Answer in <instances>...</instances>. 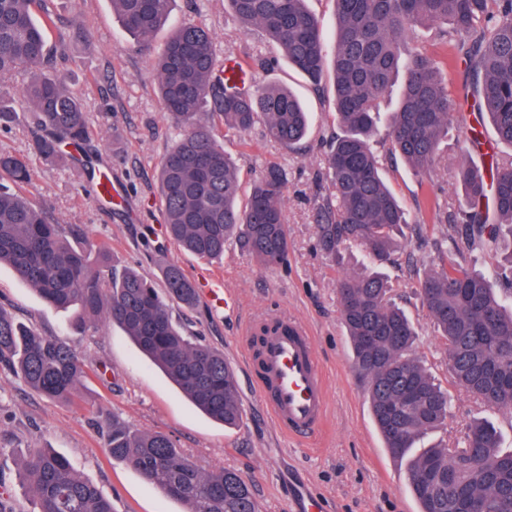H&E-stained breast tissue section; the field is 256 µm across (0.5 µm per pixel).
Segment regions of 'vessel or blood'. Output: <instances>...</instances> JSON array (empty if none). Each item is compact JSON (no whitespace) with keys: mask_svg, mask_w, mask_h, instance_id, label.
Segmentation results:
<instances>
[{"mask_svg":"<svg viewBox=\"0 0 512 512\" xmlns=\"http://www.w3.org/2000/svg\"><path fill=\"white\" fill-rule=\"evenodd\" d=\"M198 291L213 310L236 305L221 278L211 277ZM265 322L262 316L252 318L241 339L255 376L259 404L289 439L309 441L322 430L328 405L324 374L312 339L305 326L282 314L276 318L277 331L265 335L262 342H254L253 332Z\"/></svg>","mask_w":512,"mask_h":512,"instance_id":"b4317fda","label":"vessel or blood"}]
</instances>
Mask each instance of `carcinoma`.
Segmentation results:
<instances>
[{"label":"carcinoma","instance_id":"obj_1","mask_svg":"<svg viewBox=\"0 0 512 512\" xmlns=\"http://www.w3.org/2000/svg\"><path fill=\"white\" fill-rule=\"evenodd\" d=\"M35 2L0 0V76L30 70L23 95L29 107L25 120L34 133L31 150L51 164H77L79 158L59 144L83 147L90 140L89 122L65 79L46 70L44 26L51 19L36 20ZM110 2L140 49L153 52L165 110L186 126L159 168L168 238L203 259L224 256L234 240L267 269L286 264V173L268 167L245 205H237V169L213 139L209 123L224 119L226 135L244 134L260 123L269 139L291 148L308 133L304 105L281 87L228 91L215 71L212 35L192 23L173 29L154 48L174 0ZM305 2L225 0L246 28L259 29L327 94L339 132L331 136L326 158L333 194L318 205L315 232L327 258L334 261L359 247L377 268L338 279L340 315L354 368L368 385L373 420L387 451L400 458L420 435L447 426L451 399L415 356L413 325L378 272L395 262L397 232L409 223L384 181V159L372 148L380 106L399 85V108L388 121L392 153L416 174L431 173L453 124L450 74L461 60L477 112L471 142L482 145L488 123L498 142L512 147V0H334L337 29L330 51ZM441 23L450 25L439 32L445 54L409 47L416 27ZM484 157L482 166L458 170L462 223L433 206L431 223L420 224L422 234L439 237L437 257L419 278V288L444 341L452 385L511 409L512 294L502 296L496 284L512 275V251L502 264L475 269L469 263L474 250L494 253L501 237L512 236V155L493 150ZM0 176L8 179L0 184V264L9 265L46 304L77 308L82 324L106 314L197 408L226 426L237 425L243 409L224 354L187 335L171 317L169 302L192 308L197 301L183 270L168 266L164 297L134 270L109 274L104 246L92 242L79 224L51 222L46 209L27 197V158L0 153ZM0 364L54 400H73L87 375L86 364L66 342L1 309ZM411 389L421 391L427 403L408 404ZM105 450L146 484L187 505V512H258L250 486L237 472L201 470L163 433L114 422ZM23 472L37 512H114L112 499L49 448L29 452ZM408 481L420 512H469L474 500L484 512H512V451L500 448V433L488 422H471L460 446L440 443L413 456Z\"/></svg>","mask_w":512,"mask_h":512}]
</instances>
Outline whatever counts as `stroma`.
Here are the masks:
<instances>
[{"label":"stroma","instance_id":"obj_1","mask_svg":"<svg viewBox=\"0 0 512 512\" xmlns=\"http://www.w3.org/2000/svg\"><path fill=\"white\" fill-rule=\"evenodd\" d=\"M46 6L54 17L46 30L49 65L80 98L92 131L83 166L51 165L31 155L23 96L30 72L25 68L0 80V93L11 98L18 114L14 122L0 127V152L28 157L33 170L30 198L45 205L56 222L84 225L94 242L105 245L111 267L138 271L160 292L165 289L163 270L170 264L180 266L193 282L223 278L238 301L237 311L218 315L201 301L195 309L175 306L171 313L223 352L244 415L234 427L213 422L106 316L76 330L75 309L47 305L9 267L1 266L0 308L26 326L66 340L85 361L89 375L72 402L40 397L0 371V499L13 512H34L22 460L31 449L50 448L111 497L115 512H185L184 504L151 488L133 468L107 455L104 434L119 421L135 430L168 435L201 469L236 471L252 486L259 512H288L294 486L301 481L323 498L325 512H419L409 490L406 462L388 453L373 424L367 390L353 368L341 324L337 278L340 272L364 269L367 261L359 251H348L337 266L317 246L316 206L332 192L325 139L336 124L327 102L259 30L245 29L225 9L224 0H175L170 27L193 23L208 29L217 60L237 58L253 85L291 89L311 114L307 138L293 149L267 138L259 125L239 137L225 135L223 120H215L212 127L216 143L238 170L240 199H247L268 166L286 171L287 265L261 268L234 246L226 248L223 259L198 258L165 234L158 167L185 129L164 110L151 56L124 31L110 0H46ZM474 120L473 113L456 112L454 127L440 146L439 163L427 180H419L402 162L385 164V177L410 215H417L431 199L443 212L457 210L458 169L483 160L468 140ZM385 274L394 301L416 330V356L440 383H447L445 346L418 297L416 275L403 265L387 267ZM280 313L310 329L326 378L328 426L312 446L290 443L261 410L242 356L244 320ZM452 395L446 435L429 433L420 447H431L442 438L460 440L470 421L486 419L500 431L503 449H512V410L486 405L457 389Z\"/></svg>","mask_w":512,"mask_h":512}]
</instances>
